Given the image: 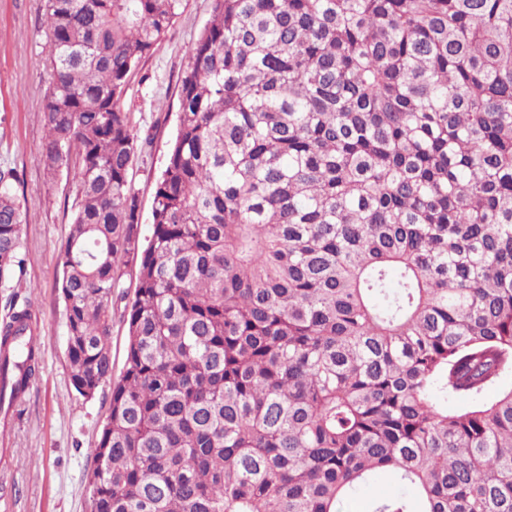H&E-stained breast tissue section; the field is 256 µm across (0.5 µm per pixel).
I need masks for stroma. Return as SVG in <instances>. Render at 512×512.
<instances>
[{
    "mask_svg": "<svg viewBox=\"0 0 512 512\" xmlns=\"http://www.w3.org/2000/svg\"><path fill=\"white\" fill-rule=\"evenodd\" d=\"M211 0H183L181 14L153 54L131 76L124 99L130 129L150 145L130 172L138 194L141 236L151 235V206L180 110L179 81L187 50L204 30ZM44 0H0V166L16 169L28 208L24 273L11 291H0V318L10 300L30 303L33 334L40 340V372L17 422L0 435V512H87V487L111 400L103 387L93 398L72 387L66 358L64 303L56 291L58 253L77 202L66 172H48L41 158L40 102L49 81ZM139 256L121 258L119 298L112 301V375L126 360L124 307L134 296Z\"/></svg>",
    "mask_w": 512,
    "mask_h": 512,
    "instance_id": "35a3bbf8",
    "label": "stroma"
}]
</instances>
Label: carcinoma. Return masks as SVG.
<instances>
[{"label":"carcinoma","instance_id":"obj_1","mask_svg":"<svg viewBox=\"0 0 512 512\" xmlns=\"http://www.w3.org/2000/svg\"><path fill=\"white\" fill-rule=\"evenodd\" d=\"M181 8L46 0L70 381L112 393L89 512H340L379 475L419 498L371 512H512V0H211L143 245L122 102ZM19 185L0 169V288ZM31 320L0 322V407L39 375ZM140 256L127 255L120 259L119 267L121 271L122 288L118 292L122 296L120 300L117 296L112 299V327L110 335V348L112 353V378L119 379L121 376L127 351V326L123 321L124 307L134 296L139 270Z\"/></svg>","mask_w":512,"mask_h":512}]
</instances>
